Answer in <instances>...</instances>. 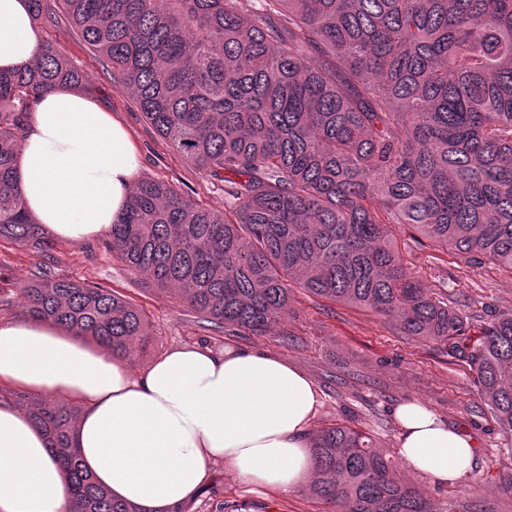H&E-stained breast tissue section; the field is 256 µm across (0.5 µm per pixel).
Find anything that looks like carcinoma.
I'll use <instances>...</instances> for the list:
<instances>
[{
    "mask_svg": "<svg viewBox=\"0 0 512 512\" xmlns=\"http://www.w3.org/2000/svg\"><path fill=\"white\" fill-rule=\"evenodd\" d=\"M52 23V0H30ZM57 0L81 40L160 136L224 183L234 217L155 179L139 181L110 249L198 318L263 336L308 293L443 343L468 363L491 417L512 433V312L472 331L415 279L393 227L437 252L512 270V0ZM83 73L45 40L0 73V238L46 252L17 160L24 126ZM28 315L129 357L145 313L97 284L43 273ZM34 423L70 483L69 512H140L103 492L73 444L78 409L37 402ZM310 490L328 512H430L370 434L346 422L311 437Z\"/></svg>",
    "mask_w": 512,
    "mask_h": 512,
    "instance_id": "obj_1",
    "label": "carcinoma"
}]
</instances>
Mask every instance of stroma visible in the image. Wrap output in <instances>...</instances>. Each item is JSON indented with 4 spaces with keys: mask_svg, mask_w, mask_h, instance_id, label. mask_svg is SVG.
I'll return each mask as SVG.
<instances>
[{
    "mask_svg": "<svg viewBox=\"0 0 512 512\" xmlns=\"http://www.w3.org/2000/svg\"><path fill=\"white\" fill-rule=\"evenodd\" d=\"M38 31L65 50L86 73L93 100L127 128L138 149L139 178L165 182L203 206L223 208V183L197 170L159 136L65 17L40 24ZM397 235L410 272L434 292L446 294L462 317L486 320L491 314L512 311L511 272L434 251L411 239L403 228ZM106 243L103 236L83 242L58 239L46 256L0 239V322L27 319L19 288L45 269L112 289L146 313L152 346L147 353L130 357L133 370L145 369L182 345L261 348L295 365L317 387L321 406L316 425L352 420L390 451L398 445L397 407L408 401L423 403L450 426L473 436L476 462L469 474L444 487L403 466L399 476L436 512H512V492L501 486L503 474L512 468V435L491 418L469 366L450 362L441 343L404 335L373 314L299 288L293 289L288 314L275 334L233 335L204 326L177 296L150 289L144 276L112 255ZM236 507L241 512H324L308 489L281 495L249 487L221 463L213 466L210 480L187 510L232 512Z\"/></svg>",
    "mask_w": 512,
    "mask_h": 512,
    "instance_id": "1",
    "label": "stroma"
}]
</instances>
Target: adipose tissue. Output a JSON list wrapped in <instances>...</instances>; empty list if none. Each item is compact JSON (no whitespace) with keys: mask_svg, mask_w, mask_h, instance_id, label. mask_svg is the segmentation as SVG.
<instances>
[{"mask_svg":"<svg viewBox=\"0 0 512 512\" xmlns=\"http://www.w3.org/2000/svg\"><path fill=\"white\" fill-rule=\"evenodd\" d=\"M41 39L30 0H0V71L31 62ZM139 170L125 127L90 97L59 85L42 94L21 138L18 181L29 211L53 236L111 234ZM0 382L77 401L74 445L113 499L170 512L193 499L213 465L288 495L310 478L315 385L262 349L183 345L146 370L50 323L0 322ZM404 466L445 486L474 463L471 436L424 404L399 406ZM68 481L30 414L0 401V512H68Z\"/></svg>","mask_w":512,"mask_h":512,"instance_id":"adipose-tissue-1","label":"adipose tissue"}]
</instances>
